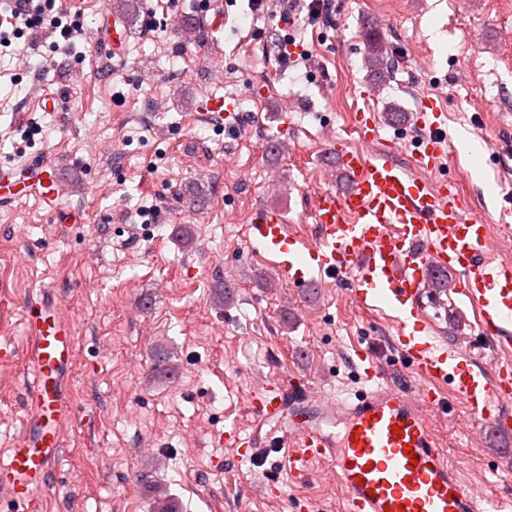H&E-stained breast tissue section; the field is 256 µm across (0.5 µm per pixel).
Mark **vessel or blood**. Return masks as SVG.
I'll use <instances>...</instances> for the list:
<instances>
[{
  "label": "vessel or blood",
  "instance_id": "obj_1",
  "mask_svg": "<svg viewBox=\"0 0 512 512\" xmlns=\"http://www.w3.org/2000/svg\"><path fill=\"white\" fill-rule=\"evenodd\" d=\"M127 38L125 17L113 15L114 57H125ZM444 123V112L423 99L416 125L424 135L411 151V174L395 159L397 144L376 158L342 150L336 168L347 187L315 195L313 241L288 236L277 210L258 209L251 221L254 248L273 257L288 284L302 287L330 276L358 307L387 316L397 328L393 345L424 380L416 387L389 382L371 350L359 346L353 362L361 388L354 396L320 404L300 385L274 377L257 389L253 409L290 428L286 438L267 440L271 473L301 485L316 463H329L345 492V512H512V493L489 501L464 487L429 417L448 392L476 419L512 430V414L503 409L512 399V263L487 259L488 225L467 212L454 185L440 176L448 159ZM23 167L28 185L16 187L9 168L0 171V192L53 204L60 189L56 166L27 161ZM441 272L453 273L455 294L477 306L474 333L493 336L499 360L492 370L478 366L471 350L434 338L424 297ZM26 334L35 377L24 431L0 463V495L39 512L36 492L46 486L62 447L63 385L74 336L55 302L45 298ZM337 422L345 426L339 440L329 430ZM408 445L409 455L403 452Z\"/></svg>",
  "mask_w": 512,
  "mask_h": 512
}]
</instances>
